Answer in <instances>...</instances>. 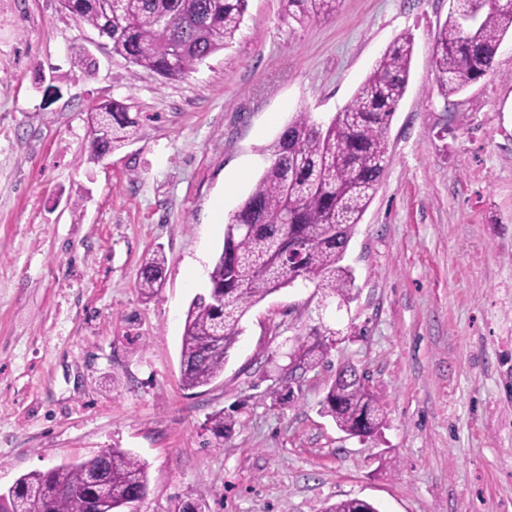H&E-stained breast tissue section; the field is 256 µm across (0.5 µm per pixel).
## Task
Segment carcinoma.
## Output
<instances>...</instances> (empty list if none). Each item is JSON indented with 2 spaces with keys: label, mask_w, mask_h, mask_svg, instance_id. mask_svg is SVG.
<instances>
[{
  "label": "carcinoma",
  "mask_w": 512,
  "mask_h": 512,
  "mask_svg": "<svg viewBox=\"0 0 512 512\" xmlns=\"http://www.w3.org/2000/svg\"><path fill=\"white\" fill-rule=\"evenodd\" d=\"M75 21L111 44L131 65L167 80L186 76L213 53L232 44L247 0H58ZM341 0H282L288 20L303 25L337 11ZM472 0H458L440 27L434 65L448 97L490 73L504 36L512 31V3L485 0L478 24L461 19ZM413 41L403 36L376 62L345 109L326 124L297 112L269 147L270 164L229 217L224 243L208 272L207 293L186 313L181 345L182 385L196 389L223 372L243 332L241 321L269 295L302 283L340 311L358 296L355 275L343 260L377 191L390 157L386 135L408 85ZM136 135L129 106L116 99L96 107L89 160L97 161ZM165 256L141 267L138 288L152 295L163 287ZM299 333L288 353L290 372L315 368L341 330L296 314ZM320 411L349 436L366 438L385 415L367 376L346 365L320 401ZM218 437L235 420L223 411L208 418ZM102 476L87 462L22 475L0 493V512H120L147 493L146 464L119 448L108 449ZM322 512H378L374 504L347 498Z\"/></svg>",
  "instance_id": "obj_1"
}]
</instances>
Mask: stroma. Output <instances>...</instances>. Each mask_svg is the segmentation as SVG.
I'll return each mask as SVG.
<instances>
[{
  "mask_svg": "<svg viewBox=\"0 0 512 512\" xmlns=\"http://www.w3.org/2000/svg\"><path fill=\"white\" fill-rule=\"evenodd\" d=\"M450 0H341L297 26L248 0L230 47L184 78L134 72L91 46L57 0H0V492L106 448L148 470L140 512H512V34L488 75L442 95L433 63ZM408 35L390 163L349 243L359 295L318 309L308 288L253 307L212 384L184 389L186 312L230 214L294 113L329 122ZM90 46L88 73L71 62ZM129 104L137 135L89 159L88 118ZM162 251L166 283L137 288ZM339 329L324 364L283 383L294 313ZM367 375L385 425L359 439L321 415L343 364ZM234 416L216 438L207 419Z\"/></svg>",
  "mask_w": 512,
  "mask_h": 512,
  "instance_id": "1",
  "label": "stroma"
}]
</instances>
